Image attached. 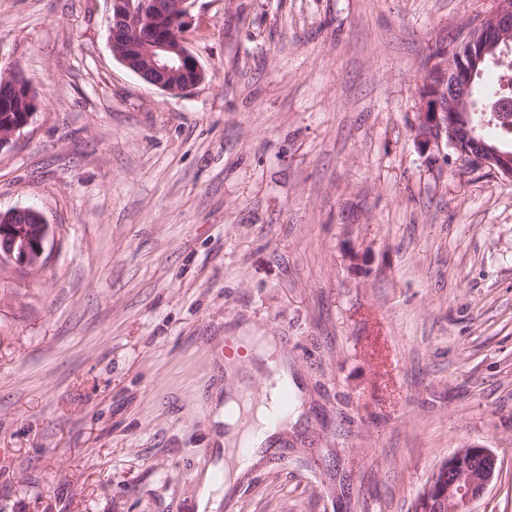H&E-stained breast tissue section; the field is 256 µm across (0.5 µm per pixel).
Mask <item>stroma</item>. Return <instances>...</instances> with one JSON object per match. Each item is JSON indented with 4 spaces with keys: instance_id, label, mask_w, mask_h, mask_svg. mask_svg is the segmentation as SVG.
<instances>
[{
    "instance_id": "stroma-1",
    "label": "stroma",
    "mask_w": 512,
    "mask_h": 512,
    "mask_svg": "<svg viewBox=\"0 0 512 512\" xmlns=\"http://www.w3.org/2000/svg\"><path fill=\"white\" fill-rule=\"evenodd\" d=\"M495 0H197L172 97L112 54L108 0H0V71L40 107L0 210V512H199L226 337L276 336L293 427L213 512H411L477 444L512 512V180L429 161L427 59ZM50 232V224H46L37 208L0 211V263L8 261L21 268L38 270L45 261Z\"/></svg>"
}]
</instances>
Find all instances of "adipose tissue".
Segmentation results:
<instances>
[{
	"label": "adipose tissue",
	"mask_w": 512,
	"mask_h": 512,
	"mask_svg": "<svg viewBox=\"0 0 512 512\" xmlns=\"http://www.w3.org/2000/svg\"><path fill=\"white\" fill-rule=\"evenodd\" d=\"M288 374L287 365H280L278 376L265 381L261 391L253 392L239 384L226 390L223 399L218 400L214 420L224 426L220 441L225 491L234 489L245 469L239 458L240 448H257L272 434V421L279 413L278 390Z\"/></svg>",
	"instance_id": "1"
}]
</instances>
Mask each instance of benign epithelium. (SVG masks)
Wrapping results in <instances>:
<instances>
[{
    "label": "benign epithelium",
    "mask_w": 512,
    "mask_h": 512,
    "mask_svg": "<svg viewBox=\"0 0 512 512\" xmlns=\"http://www.w3.org/2000/svg\"><path fill=\"white\" fill-rule=\"evenodd\" d=\"M194 0H112L109 20L113 55L148 84L170 96H185L206 79V70L187 41V23ZM169 29L163 38L148 31ZM512 50V0H495V7L471 26L450 52L431 56L424 83L430 91L421 98L414 125L417 146L436 155L471 142L468 161L512 179V152L489 144L465 119L474 107L471 89L480 67ZM27 110L0 126V149L31 121L39 102L26 100ZM51 232L42 212L34 207L0 211V263L37 270L44 261ZM498 459L478 445L452 453L414 500L411 512H474V504L498 479Z\"/></svg>",
    "instance_id": "obj_1"
}]
</instances>
